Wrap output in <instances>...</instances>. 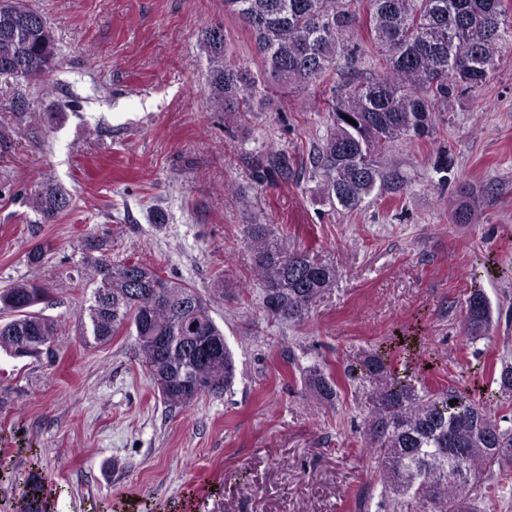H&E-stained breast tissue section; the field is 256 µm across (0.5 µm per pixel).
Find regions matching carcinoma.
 I'll return each instance as SVG.
<instances>
[{"label":"carcinoma","instance_id":"obj_1","mask_svg":"<svg viewBox=\"0 0 512 512\" xmlns=\"http://www.w3.org/2000/svg\"><path fill=\"white\" fill-rule=\"evenodd\" d=\"M373 72L353 67L357 47L346 40L359 23L356 0H224L254 38L263 74L228 60L224 27L202 32L210 63L208 104L217 111L248 107L270 86L314 90L327 113L321 143L310 159L312 177L332 210H356L372 192L399 194L402 177L378 165L379 156L401 139L436 133L439 106L484 86L506 45L512 17L503 0H366ZM55 32L30 0H0V75L36 81L58 64ZM356 121L351 124L346 118ZM256 180L277 185L298 175L294 157L275 145L255 159ZM454 211L461 224L474 221V193L460 191ZM44 223L72 205L60 188L45 184L30 197ZM244 240L269 316L305 322L318 298L336 284V270L305 251L288 249L268 224H247ZM82 256L79 278L91 286L81 314L84 339L109 342L123 330L135 333L142 363L160 399L187 408L202 396L218 398L235 380L236 365L209 301L185 282L163 277L137 261L107 255ZM49 291L27 280L0 291V350L13 358L51 354L57 322L39 305ZM493 310L479 290L466 300L470 337L490 330ZM354 378L368 385L364 421L367 454L377 463L388 501L413 498L421 512H467L460 489L473 478L494 475L512 460V426L456 389H430L399 355L376 350L358 362ZM305 380L323 401L338 396L334 376L319 366ZM41 477L31 476L20 512H45Z\"/></svg>","mask_w":512,"mask_h":512}]
</instances>
